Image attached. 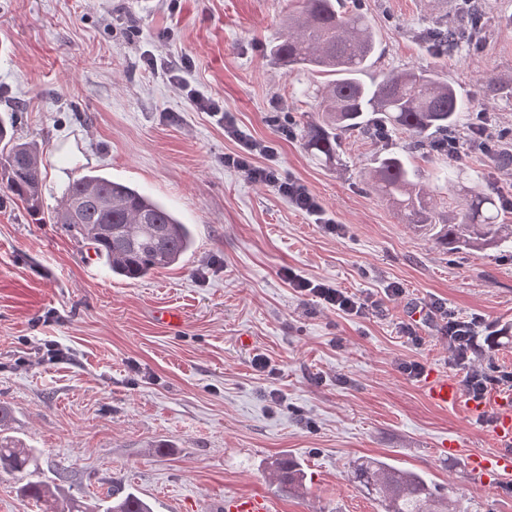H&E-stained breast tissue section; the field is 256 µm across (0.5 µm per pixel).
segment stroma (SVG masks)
Returning a JSON list of instances; mask_svg holds the SVG:
<instances>
[{"instance_id": "obj_1", "label": "stroma", "mask_w": 512, "mask_h": 512, "mask_svg": "<svg viewBox=\"0 0 512 512\" xmlns=\"http://www.w3.org/2000/svg\"><path fill=\"white\" fill-rule=\"evenodd\" d=\"M371 20L373 74L432 66L458 93L512 130V0H477L483 27L472 43L433 56L425 32L460 22L464 0H343ZM290 0H0V116L46 157L43 208L69 181L94 172L136 185L189 224L183 262L147 279L115 278L60 225L38 222L0 186V403L10 433L40 449L44 479L67 468L64 491L96 501L119 487L153 512H213L235 495L265 497L272 512H381L347 474L380 459L420 472L457 512H512V477L472 482L467 459L493 456L494 405L478 414L441 408L427 375L462 380L432 324L401 329L410 306L445 303L512 325V251L450 253L403 224L361 172L374 155L401 150L406 134L352 136L340 165L304 147V126L323 79L287 72L271 47ZM189 60L184 78L218 101L245 135L276 148L274 163L335 216L329 231L272 187L225 167L238 144L196 111L166 66ZM440 218L462 190L493 189L512 224V165L470 147L454 187L436 179L442 156L416 155ZM291 268L375 301L363 317L337 315L300 297L280 275ZM404 294L387 298L388 284ZM176 309L182 321H158ZM264 354L270 368L255 372ZM458 441V457L441 456ZM298 464L306 492L272 481L281 460Z\"/></svg>"}]
</instances>
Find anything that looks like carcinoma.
Segmentation results:
<instances>
[{"instance_id": "cac0c4a2", "label": "carcinoma", "mask_w": 512, "mask_h": 512, "mask_svg": "<svg viewBox=\"0 0 512 512\" xmlns=\"http://www.w3.org/2000/svg\"><path fill=\"white\" fill-rule=\"evenodd\" d=\"M300 9L288 15L281 39L272 48L286 70L334 76L320 92L317 117L307 122L305 147L326 162L337 159L343 138L354 132L377 138L402 131L409 145L377 155L369 171L371 187L391 201L406 223L423 225L434 243L453 253L463 249L512 248V224L499 223V205L492 190H472L454 217L436 223L435 205L412 163L415 152L448 155L441 142L458 130L471 102L454 85L431 69H405L369 76L377 52L376 33L361 13L341 10V0H298ZM481 29L480 13L469 11L466 26L448 23L430 29L426 40L436 54L458 49ZM0 183L41 215L42 171L37 148L15 136L13 125L0 120ZM49 221L71 237L91 246L112 275L141 280L158 269L181 262L193 245L187 225L163 204L136 188L100 175L70 181ZM11 410L0 404V475L25 473L33 480L23 495L43 505V512H152L133 492L112 489V500L92 507L78 497L59 500L57 485L37 479L41 451L11 436ZM352 479L377 500L382 512H453L450 502L419 472L384 461L353 465ZM279 487L302 488L294 465L284 462L272 472Z\"/></svg>"}]
</instances>
